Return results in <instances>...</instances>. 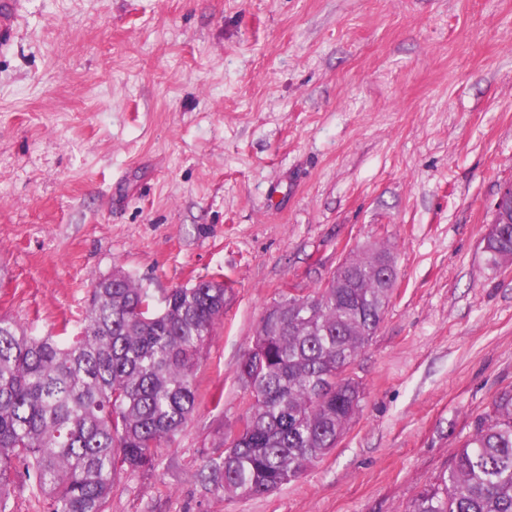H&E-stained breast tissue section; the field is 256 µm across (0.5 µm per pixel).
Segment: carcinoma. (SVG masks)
Returning <instances> with one entry per match:
<instances>
[{
    "label": "carcinoma",
    "instance_id": "cac0c4a2",
    "mask_svg": "<svg viewBox=\"0 0 512 512\" xmlns=\"http://www.w3.org/2000/svg\"><path fill=\"white\" fill-rule=\"evenodd\" d=\"M491 269L512 262V224L483 239ZM387 253L269 308L238 366L247 395L237 432L204 468L211 491L256 497L301 478L331 452L364 391L336 379L383 320ZM229 288L202 278L158 306L120 270L95 281L81 331L31 336L0 319V512L25 468L47 512H110L118 469L153 472L199 404L196 368ZM408 512H512V390L500 393Z\"/></svg>",
    "mask_w": 512,
    "mask_h": 512
}]
</instances>
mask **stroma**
<instances>
[{
    "label": "stroma",
    "mask_w": 512,
    "mask_h": 512,
    "mask_svg": "<svg viewBox=\"0 0 512 512\" xmlns=\"http://www.w3.org/2000/svg\"><path fill=\"white\" fill-rule=\"evenodd\" d=\"M0 50V318L77 335L94 281L231 290L196 412L111 512H406L512 389V0H17ZM387 250L336 448L262 497L197 475L238 426L237 367L283 294ZM495 211L505 213L504 224H491L483 239L486 264L497 269L505 262H512V224L507 215H512V185L505 187L495 204Z\"/></svg>",
    "instance_id": "1"
}]
</instances>
